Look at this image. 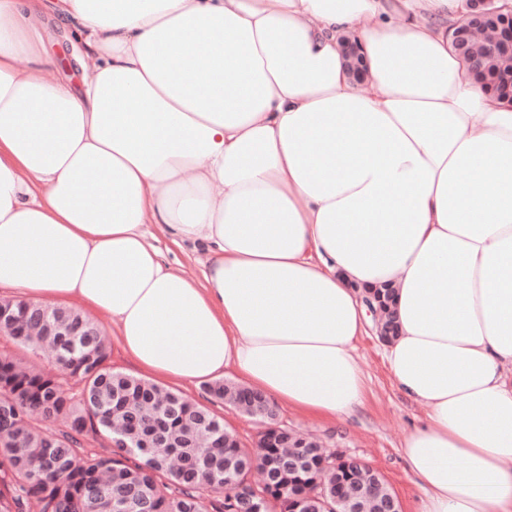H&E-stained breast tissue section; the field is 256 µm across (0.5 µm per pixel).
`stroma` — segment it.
I'll list each match as a JSON object with an SVG mask.
<instances>
[{"mask_svg": "<svg viewBox=\"0 0 512 512\" xmlns=\"http://www.w3.org/2000/svg\"><path fill=\"white\" fill-rule=\"evenodd\" d=\"M165 264L185 277H202L206 254L191 245L178 246L162 234L150 239ZM358 365L365 393L361 407L349 416L324 420L306 415L288 405L278 407L281 422L310 434L332 451L356 456L377 469L402 504V512H416L422 495L405 468V435L425 417L424 407L412 402L391 384L380 353L378 337H361L357 343Z\"/></svg>", "mask_w": 512, "mask_h": 512, "instance_id": "stroma-1", "label": "stroma"}]
</instances>
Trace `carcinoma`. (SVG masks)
Wrapping results in <instances>:
<instances>
[{
  "instance_id": "carcinoma-1",
  "label": "carcinoma",
  "mask_w": 512,
  "mask_h": 512,
  "mask_svg": "<svg viewBox=\"0 0 512 512\" xmlns=\"http://www.w3.org/2000/svg\"><path fill=\"white\" fill-rule=\"evenodd\" d=\"M488 88L512 102V55L483 39L474 44ZM13 316L4 327L20 346H46L55 363L82 384L74 394L60 379L34 371L21 357L0 354V512H244L255 491L262 512H378L390 488L371 470L336 468L312 439L291 430L266 447L237 446L222 420L179 393L112 369L98 326L64 307L3 300ZM210 398L249 412L246 387L216 380ZM60 421L64 429L48 433ZM121 431L130 444L90 452L85 431ZM147 458L140 465L137 458Z\"/></svg>"
}]
</instances>
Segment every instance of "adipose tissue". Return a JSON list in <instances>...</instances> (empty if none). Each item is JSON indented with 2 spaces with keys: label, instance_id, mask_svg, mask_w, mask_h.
Segmentation results:
<instances>
[{
  "label": "adipose tissue",
  "instance_id": "obj_1",
  "mask_svg": "<svg viewBox=\"0 0 512 512\" xmlns=\"http://www.w3.org/2000/svg\"><path fill=\"white\" fill-rule=\"evenodd\" d=\"M91 64L53 79L38 25ZM465 0H0V285L110 316L125 357L333 419L362 403L361 289L394 288L418 512H512V104ZM368 77L353 80L342 37ZM205 249L167 266L147 222ZM42 22L46 33L47 48L60 57V65L54 73V77L59 80H68L77 87L81 75V68L77 59L83 55L82 47L69 29L60 24L51 13L46 14ZM68 40H71L74 46V54L73 57L71 56V63L67 61L58 50V46H63L68 49ZM63 61L67 62V66L63 64ZM488 41L489 37L476 42L473 48L482 58V79L488 88L512 103V55H503Z\"/></svg>",
  "mask_w": 512,
  "mask_h": 512
}]
</instances>
